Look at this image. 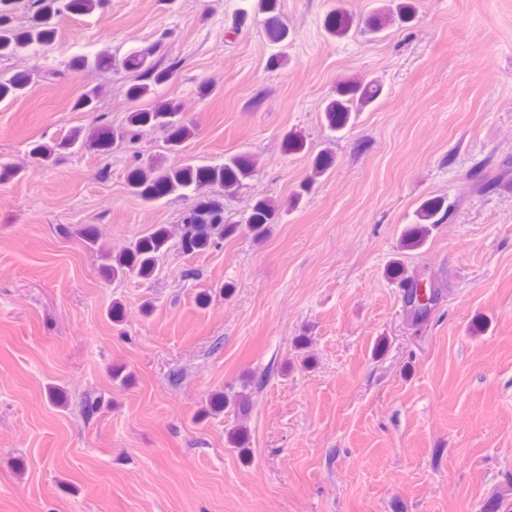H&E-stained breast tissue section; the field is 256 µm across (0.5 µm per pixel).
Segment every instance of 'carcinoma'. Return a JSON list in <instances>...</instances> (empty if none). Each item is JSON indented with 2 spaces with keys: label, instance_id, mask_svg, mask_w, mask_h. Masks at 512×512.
Here are the masks:
<instances>
[{
  "label": "carcinoma",
  "instance_id": "1",
  "mask_svg": "<svg viewBox=\"0 0 512 512\" xmlns=\"http://www.w3.org/2000/svg\"><path fill=\"white\" fill-rule=\"evenodd\" d=\"M37 9L23 29L9 25L8 16L0 12V58L9 57L35 43L51 40L54 33L53 19L63 12L92 13L101 5L100 0H36ZM352 27L344 10L340 7L331 13L326 21V30L334 38L342 39L349 35ZM288 26L276 17L268 21L267 34L275 42L288 38ZM123 65L141 73L142 82L129 89V95L135 99L146 98L153 94L154 87L165 84L172 75V68H161L151 59V52H134L123 60ZM32 75L15 74L4 81L0 80V100L18 98L25 94ZM383 87L378 81L350 83L342 86L339 97L326 102L323 112L327 125L332 130L343 129L353 112H359L370 105L382 93ZM158 127L167 131L170 149L176 151L196 135V126L183 118L179 103L173 99L161 102L148 110L132 112L126 124L107 127L101 131L85 133L82 129L73 130L67 137L52 145H39L34 153L38 160L49 165L66 153L94 150L101 155H110L114 146L131 141L142 127ZM255 176L252 162L245 156L237 155L216 165L185 164L180 167H166L160 162L146 167H135L128 173V185L132 192L145 201H155L170 195L184 196L192 191L196 201L186 209L181 220L179 245L186 253L205 251L219 245L224 238L235 233L239 225L228 222L224 216L223 193L234 192ZM444 201L431 200L418 211V223L410 227L405 235L403 248L407 250L421 247L429 236L432 227L439 223L437 215L442 211ZM279 219L278 208L266 201L255 203L247 217L245 228L257 241L263 240L270 227ZM87 244L100 252L104 267L112 279H122L135 275L142 279L151 278L160 257L168 249L171 231L163 224L155 225L147 234L135 243L114 255L103 248L98 236L92 230L84 231ZM389 274L400 279L407 288V303L413 305L418 318L427 316L434 296L428 295L427 303L418 302V278L406 273L398 262L391 265ZM232 409L239 414L247 410V395L240 392L232 396L224 393L210 398L202 415H219ZM230 447L235 448L241 457H248V434L242 425H235L227 431Z\"/></svg>",
  "mask_w": 512,
  "mask_h": 512
}]
</instances>
